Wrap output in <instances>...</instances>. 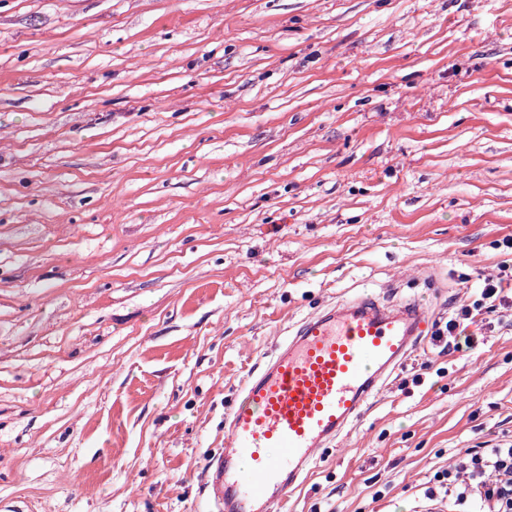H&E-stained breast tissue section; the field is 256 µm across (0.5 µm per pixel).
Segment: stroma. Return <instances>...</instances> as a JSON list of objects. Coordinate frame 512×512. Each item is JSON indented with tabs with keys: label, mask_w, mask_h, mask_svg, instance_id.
<instances>
[{
	"label": "stroma",
	"mask_w": 512,
	"mask_h": 512,
	"mask_svg": "<svg viewBox=\"0 0 512 512\" xmlns=\"http://www.w3.org/2000/svg\"><path fill=\"white\" fill-rule=\"evenodd\" d=\"M512 0H0V512H210L247 372L354 290L512 265ZM421 349L290 512H448L512 318Z\"/></svg>",
	"instance_id": "stroma-1"
}]
</instances>
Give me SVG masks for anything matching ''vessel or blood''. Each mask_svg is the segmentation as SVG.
I'll return each mask as SVG.
<instances>
[{"instance_id": "vessel-or-blood-1", "label": "vessel or blood", "mask_w": 512, "mask_h": 512, "mask_svg": "<svg viewBox=\"0 0 512 512\" xmlns=\"http://www.w3.org/2000/svg\"><path fill=\"white\" fill-rule=\"evenodd\" d=\"M416 298L356 292L294 325L248 372L206 464L213 512H283L320 450L333 447L422 345Z\"/></svg>"}]
</instances>
